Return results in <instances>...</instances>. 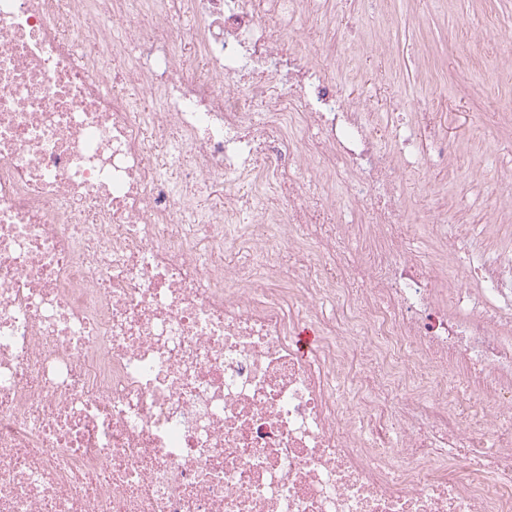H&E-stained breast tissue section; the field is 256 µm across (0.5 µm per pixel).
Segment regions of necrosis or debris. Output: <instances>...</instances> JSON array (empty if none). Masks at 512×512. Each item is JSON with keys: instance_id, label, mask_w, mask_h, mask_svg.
<instances>
[{"instance_id": "1", "label": "necrosis or debris", "mask_w": 512, "mask_h": 512, "mask_svg": "<svg viewBox=\"0 0 512 512\" xmlns=\"http://www.w3.org/2000/svg\"><path fill=\"white\" fill-rule=\"evenodd\" d=\"M296 14L0 0V512H512V249L464 269L444 201L411 248L457 148L382 149Z\"/></svg>"}]
</instances>
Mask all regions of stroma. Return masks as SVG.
I'll list each match as a JSON object with an SVG mask.
<instances>
[{
  "instance_id": "obj_1",
  "label": "stroma",
  "mask_w": 512,
  "mask_h": 512,
  "mask_svg": "<svg viewBox=\"0 0 512 512\" xmlns=\"http://www.w3.org/2000/svg\"><path fill=\"white\" fill-rule=\"evenodd\" d=\"M326 22L306 16L291 35L303 53L334 40L336 56L358 73L339 89L373 113L383 146L411 122H443L460 148L448 171L422 159L398 196L410 214L424 215L435 198L462 211L474 226L468 259L493 260L489 213L512 191V0H317Z\"/></svg>"
}]
</instances>
